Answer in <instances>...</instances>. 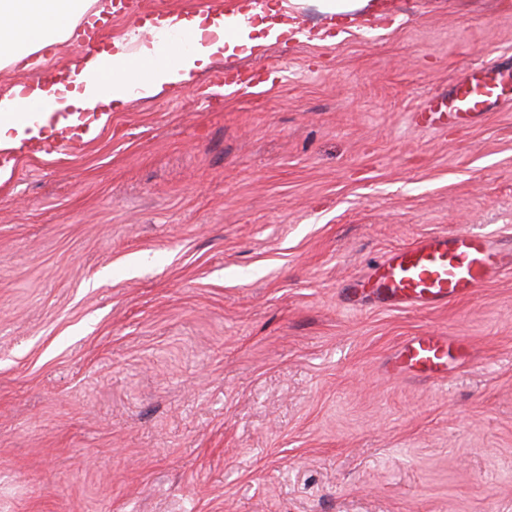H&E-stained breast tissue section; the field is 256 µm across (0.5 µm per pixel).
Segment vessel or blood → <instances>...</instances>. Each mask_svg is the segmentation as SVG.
<instances>
[{
  "label": "vessel or blood",
  "instance_id": "vessel-or-blood-1",
  "mask_svg": "<svg viewBox=\"0 0 512 512\" xmlns=\"http://www.w3.org/2000/svg\"><path fill=\"white\" fill-rule=\"evenodd\" d=\"M512 72L470 66L448 95L426 101L412 113L421 130L443 132L481 122L504 99ZM211 97L233 89L246 92L248 82L226 71L209 84ZM496 275H512V248L503 249L491 237L462 229L425 234L412 243L388 251L375 265L355 277L347 298L363 293L389 309H434L471 297ZM468 348L465 339L432 332L405 339L397 350L394 370L441 381L448 376L450 352Z\"/></svg>",
  "mask_w": 512,
  "mask_h": 512
}]
</instances>
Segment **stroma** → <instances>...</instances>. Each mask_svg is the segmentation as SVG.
Returning <instances> with one entry per match:
<instances>
[{"mask_svg":"<svg viewBox=\"0 0 512 512\" xmlns=\"http://www.w3.org/2000/svg\"><path fill=\"white\" fill-rule=\"evenodd\" d=\"M135 98L0 177V512H512V277L433 310L343 302L390 249L512 245V104L412 126L512 0H385ZM75 40L0 70L62 68ZM263 72L208 98L213 71ZM468 340L447 381L406 336ZM467 348V341L457 336H441L432 332L410 336L398 348L392 371L442 381L448 376L449 353H465Z\"/></svg>","mask_w":512,"mask_h":512,"instance_id":"stroma-1","label":"stroma"}]
</instances>
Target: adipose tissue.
<instances>
[{
  "instance_id": "ef3b65f1",
  "label": "adipose tissue",
  "mask_w": 512,
  "mask_h": 512,
  "mask_svg": "<svg viewBox=\"0 0 512 512\" xmlns=\"http://www.w3.org/2000/svg\"><path fill=\"white\" fill-rule=\"evenodd\" d=\"M99 0H0V70L30 54L64 42ZM290 19L259 20L250 24L243 13L225 14L223 4L197 13L159 19L157 29L179 31L185 37L213 33V40L192 52L160 55L156 46L141 44L128 52L126 38H116L108 49L74 56L64 78L43 79L29 86L0 90V153L22 142L41 138L53 110L98 113L107 122L110 112L133 95L157 97L175 86L191 85L196 74L213 59L236 52L257 53L286 38Z\"/></svg>"
}]
</instances>
